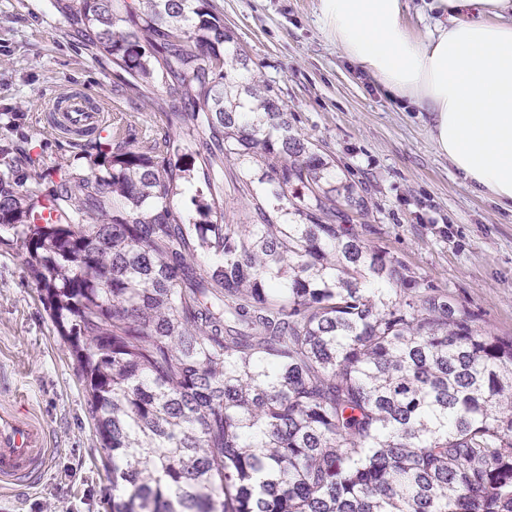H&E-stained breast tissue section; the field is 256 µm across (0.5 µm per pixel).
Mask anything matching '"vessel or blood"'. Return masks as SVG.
Returning <instances> with one entry per match:
<instances>
[{
    "mask_svg": "<svg viewBox=\"0 0 512 512\" xmlns=\"http://www.w3.org/2000/svg\"><path fill=\"white\" fill-rule=\"evenodd\" d=\"M55 131L84 136L100 132L110 116L108 105L91 104L71 93L49 105ZM51 450L40 423L14 408H0V488L24 484L36 486L46 469Z\"/></svg>",
    "mask_w": 512,
    "mask_h": 512,
    "instance_id": "vessel-or-blood-1",
    "label": "vessel or blood"
}]
</instances>
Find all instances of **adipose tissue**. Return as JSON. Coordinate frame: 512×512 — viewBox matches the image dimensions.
Segmentation results:
<instances>
[{"instance_id": "adipose-tissue-1", "label": "adipose tissue", "mask_w": 512, "mask_h": 512, "mask_svg": "<svg viewBox=\"0 0 512 512\" xmlns=\"http://www.w3.org/2000/svg\"><path fill=\"white\" fill-rule=\"evenodd\" d=\"M423 32L402 0H317L324 33L394 97L428 116L435 151L512 213V0H431Z\"/></svg>"}]
</instances>
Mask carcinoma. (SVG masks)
Segmentation results:
<instances>
[{"mask_svg":"<svg viewBox=\"0 0 512 512\" xmlns=\"http://www.w3.org/2000/svg\"><path fill=\"white\" fill-rule=\"evenodd\" d=\"M76 2L123 91L166 94L159 124L116 119L91 175L0 152V244L81 370L108 512H512V336L336 223L365 201L209 0ZM185 151L203 224L173 205ZM231 161L248 224L225 222Z\"/></svg>","mask_w":512,"mask_h":512,"instance_id":"1","label":"carcinoma"}]
</instances>
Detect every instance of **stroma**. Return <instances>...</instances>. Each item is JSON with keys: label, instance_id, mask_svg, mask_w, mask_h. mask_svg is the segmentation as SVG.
I'll return each mask as SVG.
<instances>
[{"label": "stroma", "instance_id": "obj_1", "mask_svg": "<svg viewBox=\"0 0 512 512\" xmlns=\"http://www.w3.org/2000/svg\"><path fill=\"white\" fill-rule=\"evenodd\" d=\"M252 75L277 93L294 133L315 143L363 196L358 232L426 285L448 293L476 326L512 336V214L475 192L431 145L425 123L389 97L323 33L317 0H211ZM108 57L52 0H0V148L43 168L90 173L83 146L38 121L42 99L82 91L155 121L151 99H129ZM17 114L8 125V114ZM17 250L0 245V406L34 413L52 449L38 486L0 491V512H105L112 493L96 448L81 372L58 336Z\"/></svg>", "mask_w": 512, "mask_h": 512}]
</instances>
